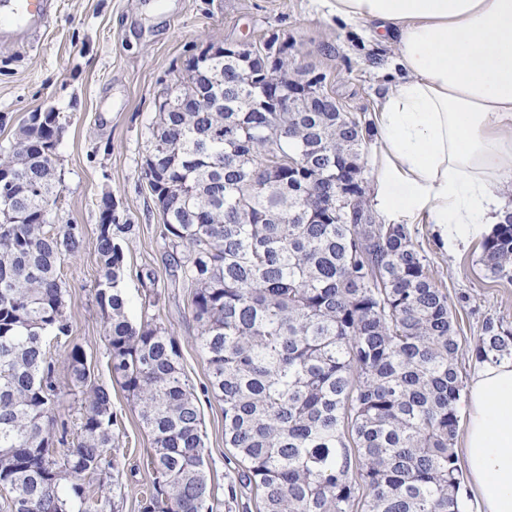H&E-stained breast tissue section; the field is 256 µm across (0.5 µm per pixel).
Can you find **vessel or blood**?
<instances>
[{"mask_svg":"<svg viewBox=\"0 0 512 512\" xmlns=\"http://www.w3.org/2000/svg\"><path fill=\"white\" fill-rule=\"evenodd\" d=\"M56 8V0H0V40L36 44Z\"/></svg>","mask_w":512,"mask_h":512,"instance_id":"vessel-or-blood-1","label":"vessel or blood"}]
</instances>
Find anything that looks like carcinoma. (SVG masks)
Instances as JSON below:
<instances>
[{
	"label": "carcinoma",
	"instance_id": "1",
	"mask_svg": "<svg viewBox=\"0 0 512 512\" xmlns=\"http://www.w3.org/2000/svg\"><path fill=\"white\" fill-rule=\"evenodd\" d=\"M220 86L222 112H160L141 166L162 259L190 289L191 316L224 404V447L260 512H466L455 452L463 389L448 296L406 224L374 218L351 185L369 128L348 112H237L260 81L195 57L162 97ZM62 123L31 112L0 148V487L10 512H99L85 479L118 468L109 391L91 383L71 343L61 264L79 224L50 222ZM112 198L97 225L112 376L152 438L140 512H214L201 417L174 336L133 323L122 286ZM478 263L512 281V213L482 241ZM64 348L81 395L77 442L59 452L55 365ZM476 359L512 357V330L487 320Z\"/></svg>",
	"mask_w": 512,
	"mask_h": 512
}]
</instances>
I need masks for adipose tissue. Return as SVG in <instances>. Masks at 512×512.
<instances>
[{
    "label": "adipose tissue",
    "mask_w": 512,
    "mask_h": 512,
    "mask_svg": "<svg viewBox=\"0 0 512 512\" xmlns=\"http://www.w3.org/2000/svg\"><path fill=\"white\" fill-rule=\"evenodd\" d=\"M370 23L403 78L375 121L378 211L433 225L446 251L490 237L512 212V0H326ZM461 447L476 512H512V359L478 363Z\"/></svg>",
    "instance_id": "1"
}]
</instances>
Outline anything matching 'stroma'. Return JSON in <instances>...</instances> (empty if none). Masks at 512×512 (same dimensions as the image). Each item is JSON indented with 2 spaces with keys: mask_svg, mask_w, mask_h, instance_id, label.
<instances>
[{
  "mask_svg": "<svg viewBox=\"0 0 512 512\" xmlns=\"http://www.w3.org/2000/svg\"><path fill=\"white\" fill-rule=\"evenodd\" d=\"M58 12L36 48L0 44V147L9 146L19 121L36 110L59 112L56 148L59 195L52 224H80L84 241L61 266L73 342L84 349L92 380L105 386L118 416V469L91 479L107 493L104 512H138L149 481L145 466L152 439L127 393L112 377L104 320L95 302L99 279L97 224L104 195H111L119 223L134 230L122 242L124 288L133 322L155 319L179 341L181 367L198 400L205 442V470L218 512H258L254 493L242 488L238 467L224 446V405L205 392L207 357L189 311L188 291L174 287L161 256V217L145 181L143 158L156 120V102L187 61L210 43L292 46L297 64L323 76L324 86L346 111L369 123L389 83L401 75L394 46L372 40L368 24L337 22L324 0H57ZM438 287L448 294L460 344L458 367L470 378L474 347L487 320L512 329V282L491 277L478 262L480 249L450 254L432 225L410 227ZM153 271L146 288L141 273ZM161 299L149 307L145 298ZM55 383L68 442L82 417L78 391L63 357L55 359Z\"/></svg>",
  "mask_w": 512,
  "mask_h": 512,
  "instance_id": "obj_1",
  "label": "stroma"
}]
</instances>
